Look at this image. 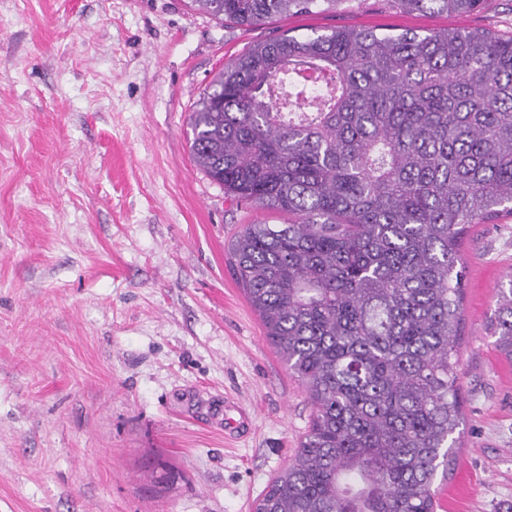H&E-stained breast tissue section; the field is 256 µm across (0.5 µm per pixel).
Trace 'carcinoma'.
<instances>
[{
	"label": "carcinoma",
	"mask_w": 512,
	"mask_h": 512,
	"mask_svg": "<svg viewBox=\"0 0 512 512\" xmlns=\"http://www.w3.org/2000/svg\"><path fill=\"white\" fill-rule=\"evenodd\" d=\"M350 0H189L219 23ZM459 15L482 0H392ZM247 224L234 274L313 406L254 512H435L462 423L457 337L469 226L512 215V35L282 34L219 70L189 117ZM512 362V283L489 325Z\"/></svg>",
	"instance_id": "obj_1"
}]
</instances>
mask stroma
<instances>
[{"label": "stroma", "instance_id": "1", "mask_svg": "<svg viewBox=\"0 0 512 512\" xmlns=\"http://www.w3.org/2000/svg\"><path fill=\"white\" fill-rule=\"evenodd\" d=\"M340 28L506 36L512 0H351L251 26L185 0H0V512H253L287 465L312 406L228 253L285 218L225 195L187 122L253 45ZM461 255L464 446L438 512H512V362L488 334L512 215L471 225ZM404 12H436L459 15L475 10L482 0H391Z\"/></svg>", "mask_w": 512, "mask_h": 512}]
</instances>
